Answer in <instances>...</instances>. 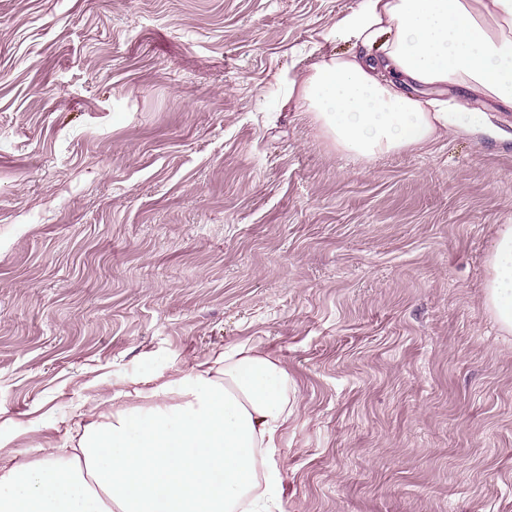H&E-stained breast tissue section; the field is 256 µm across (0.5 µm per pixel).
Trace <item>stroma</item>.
I'll use <instances>...</instances> for the list:
<instances>
[{"label":"stroma","instance_id":"35a3bbf8","mask_svg":"<svg viewBox=\"0 0 512 512\" xmlns=\"http://www.w3.org/2000/svg\"><path fill=\"white\" fill-rule=\"evenodd\" d=\"M361 0H0V447L224 348L278 358L284 512H512V109L354 162L289 78ZM484 304L505 334H512V224H500L489 255Z\"/></svg>","mask_w":512,"mask_h":512}]
</instances>
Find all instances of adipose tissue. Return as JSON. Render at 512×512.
Returning <instances> with one entry per match:
<instances>
[{"label": "adipose tissue", "mask_w": 512, "mask_h": 512, "mask_svg": "<svg viewBox=\"0 0 512 512\" xmlns=\"http://www.w3.org/2000/svg\"><path fill=\"white\" fill-rule=\"evenodd\" d=\"M332 34L370 55L314 65L297 95L352 158L483 130V111L436 98L449 84L512 105V0H362ZM488 263L484 304L512 334V224L498 225ZM289 383L280 360L243 344L181 378L85 397L88 414L113 403L111 421L74 453L0 467V512H281Z\"/></svg>", "instance_id": "1"}]
</instances>
